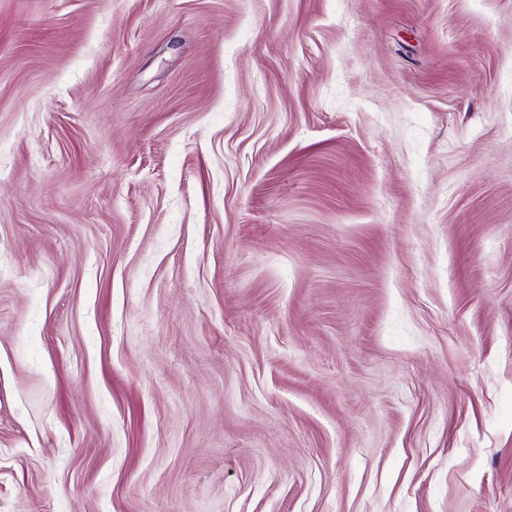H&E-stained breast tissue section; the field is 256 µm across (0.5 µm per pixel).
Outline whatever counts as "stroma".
<instances>
[{
	"mask_svg": "<svg viewBox=\"0 0 512 512\" xmlns=\"http://www.w3.org/2000/svg\"><path fill=\"white\" fill-rule=\"evenodd\" d=\"M0 512H512V0H0Z\"/></svg>",
	"mask_w": 512,
	"mask_h": 512,
	"instance_id": "stroma-1",
	"label": "stroma"
}]
</instances>
